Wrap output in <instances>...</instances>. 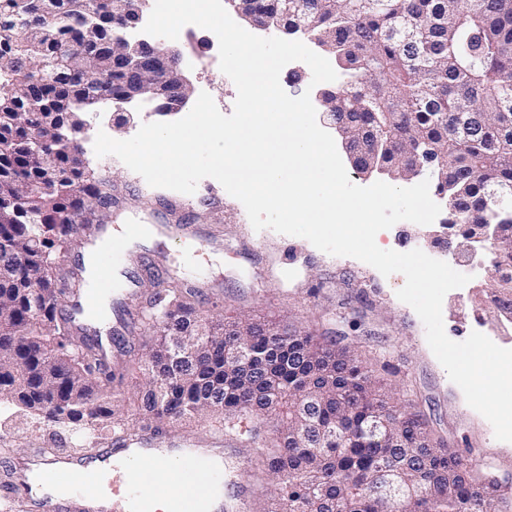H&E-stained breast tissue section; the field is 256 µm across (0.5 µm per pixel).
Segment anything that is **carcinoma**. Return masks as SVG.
I'll list each match as a JSON object with an SVG mask.
<instances>
[{
	"label": "carcinoma",
	"mask_w": 512,
	"mask_h": 512,
	"mask_svg": "<svg viewBox=\"0 0 512 512\" xmlns=\"http://www.w3.org/2000/svg\"><path fill=\"white\" fill-rule=\"evenodd\" d=\"M113 0L90 17L81 0H0V402L49 421L118 441L166 431L200 416L224 421V436L255 448L276 500L274 512H307L332 487L336 512H491L490 494L459 466L354 350L277 322L226 321L200 309V292L162 281L138 315L151 339L126 350L117 368L99 355V338L80 336L64 270L72 244L91 234L109 171L86 168L75 130L81 115L120 100L128 74L112 69L122 31ZM284 34L301 32L331 53L342 82L324 108L350 119L370 149L356 169L403 176L409 148L430 146L442 161L432 174L448 185L452 222L472 237L495 224L503 267L494 296L512 309V223L482 208L488 183L512 186V0H252ZM58 149L56 181H40L43 153ZM185 333L186 362L174 360L169 330ZM281 351L269 368L277 392L235 369L232 342ZM306 353L301 365L296 352ZM143 370L139 423H122L120 389ZM323 401L303 422L304 393ZM385 426L370 434L374 421ZM340 427L342 436L324 433Z\"/></svg>",
	"instance_id": "obj_1"
}]
</instances>
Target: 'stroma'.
Instances as JSON below:
<instances>
[{"mask_svg":"<svg viewBox=\"0 0 512 512\" xmlns=\"http://www.w3.org/2000/svg\"><path fill=\"white\" fill-rule=\"evenodd\" d=\"M175 45L182 53L180 68L189 84L188 100L209 93L223 114H231L237 97L233 82L219 68L218 40L211 31L188 26ZM133 126L118 122L116 113L88 114L89 138L83 143L89 168L112 174V313L105 322L117 326L121 305L130 295L150 288L151 273L167 282H193L225 317L251 315L278 321L312 335L333 336L384 380L402 404L420 415L434 437L444 441L469 465L498 477V497L512 502V442L495 438L491 424L465 401L426 340L423 322L397 297L402 274L383 276L351 257L332 256L308 240L255 230L244 206L219 182L202 179L192 196L154 188L120 159L97 157L93 137L105 132L115 139L134 136L138 127L156 121L153 103L136 108ZM207 241L206 250L194 248ZM469 282L447 293L443 322L447 336L464 341L471 332L488 336L512 349V322L488 300L498 276L487 257L464 262L444 257ZM87 437L79 428L56 425L39 416L0 414V447L14 457L34 450L72 448ZM255 449L231 455L224 468V494L232 496L239 482L250 489L246 512H263L269 494Z\"/></svg>","mask_w":512,"mask_h":512,"instance_id":"stroma-1","label":"stroma"}]
</instances>
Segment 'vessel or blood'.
Returning a JSON list of instances; mask_svg holds the SVG:
<instances>
[{"label": "vessel or blood", "instance_id": "b4317fda", "mask_svg": "<svg viewBox=\"0 0 512 512\" xmlns=\"http://www.w3.org/2000/svg\"><path fill=\"white\" fill-rule=\"evenodd\" d=\"M228 446L220 436L161 439L143 433L91 456L62 450L49 462L35 452L16 461L14 485L23 491L32 512H137L135 504L149 494L151 479L148 473L130 471L131 458H174L187 471L175 512H198L210 494L201 479ZM60 483L69 486V494L51 500L49 485Z\"/></svg>", "mask_w": 512, "mask_h": 512}]
</instances>
